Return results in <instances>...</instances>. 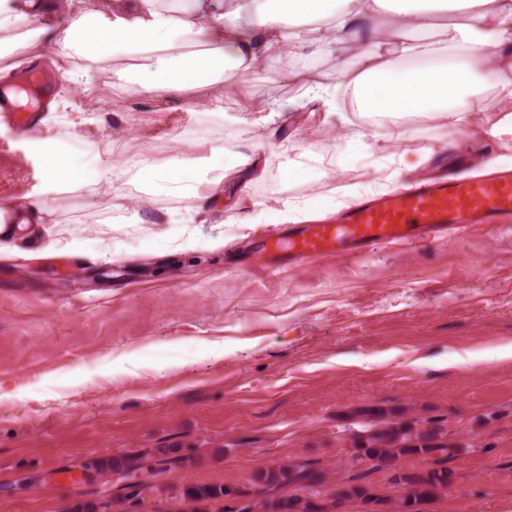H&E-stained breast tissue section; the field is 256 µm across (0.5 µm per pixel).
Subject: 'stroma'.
<instances>
[{"mask_svg":"<svg viewBox=\"0 0 512 512\" xmlns=\"http://www.w3.org/2000/svg\"><path fill=\"white\" fill-rule=\"evenodd\" d=\"M13 61L0 90L39 69L52 101L28 127L0 120V203L37 210L0 242V512L123 499L84 464L132 456L142 512H183L187 487L244 488L292 462L322 472L320 505L354 480L401 512L394 473L432 461L353 463L371 406L439 420L455 445L453 480L423 512H512V219L315 260L255 247L396 183L512 158V142L407 127L344 96L364 134L352 142L319 102L270 115L298 85L263 62L188 99L140 92L133 61L109 56L65 81L79 61L48 39ZM250 151L258 173L225 174ZM52 152L81 185L49 181ZM112 164L122 181L98 177ZM178 167L190 190L150 175ZM170 457L182 465L153 470ZM23 474L35 486L15 489Z\"/></svg>","mask_w":512,"mask_h":512,"instance_id":"stroma-1","label":"stroma"}]
</instances>
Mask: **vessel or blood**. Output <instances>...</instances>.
Masks as SVG:
<instances>
[{"instance_id":"b4317fda","label":"vessel or blood","mask_w":512,"mask_h":512,"mask_svg":"<svg viewBox=\"0 0 512 512\" xmlns=\"http://www.w3.org/2000/svg\"><path fill=\"white\" fill-rule=\"evenodd\" d=\"M512 219V171L466 179L416 183L365 196L344 208L335 224L315 221L288 238L290 253L326 258L383 242L409 243L457 234L471 224Z\"/></svg>"}]
</instances>
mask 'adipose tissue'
Instances as JSON below:
<instances>
[{"instance_id": "adipose-tissue-1", "label": "adipose tissue", "mask_w": 512, "mask_h": 512, "mask_svg": "<svg viewBox=\"0 0 512 512\" xmlns=\"http://www.w3.org/2000/svg\"><path fill=\"white\" fill-rule=\"evenodd\" d=\"M43 8V0H0V59L42 37ZM449 14L458 22L443 24ZM345 42L356 58L336 72H290L299 101L332 108L343 90L362 111L409 123L445 116L464 131L484 85L512 79V0H138L132 17L74 10L55 33L59 52L77 56L82 72L108 53L144 54L139 90L181 96L232 88L258 61L278 63L296 47L318 59Z\"/></svg>"}]
</instances>
